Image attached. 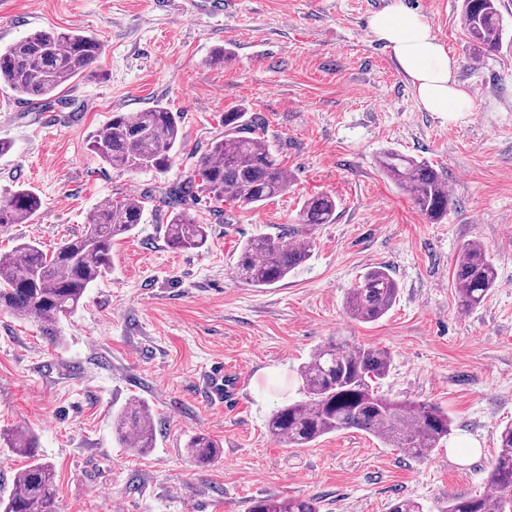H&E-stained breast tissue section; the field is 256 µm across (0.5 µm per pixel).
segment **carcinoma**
I'll return each mask as SVG.
<instances>
[{"label":"carcinoma","instance_id":"carcinoma-1","mask_svg":"<svg viewBox=\"0 0 512 512\" xmlns=\"http://www.w3.org/2000/svg\"><path fill=\"white\" fill-rule=\"evenodd\" d=\"M462 25L476 57L502 44L501 0H463ZM102 53L100 40L78 31L36 30L0 46V85L32 104L57 97ZM243 110L224 113V135L182 181L161 191L172 209L165 242L174 251L202 250L208 225L190 212L199 190L217 201L259 206L288 191V175L268 144L249 129ZM183 148L180 115L156 104L141 112L112 115L89 143V150L116 171L164 173ZM383 173L402 190L427 220L445 217L452 195L443 174L424 159L387 150L378 157ZM41 208L40 198L19 187L0 197V226L27 224ZM144 201L126 198L96 211L82 233L52 251L34 241L17 245L13 258L0 263V311L37 325L50 344L60 338L63 319L82 304L87 289L112 267V244L131 235L142 222ZM336 199L319 194L305 200L299 223L331 224ZM312 241L297 230L291 241L254 235L239 249L236 272L254 288L283 281L310 257ZM496 266L478 241L465 243L454 264L452 280L460 310L478 308L494 288ZM399 294L397 281L383 267H373L347 296L351 317L372 323L384 317ZM392 357L375 347L330 341L316 347L299 367L302 397L276 407L267 420L270 437L292 448L309 447L320 438L355 429L416 460L426 459L448 438L451 420L428 403L392 400L379 392ZM116 430L136 452L154 447L156 427L149 406L134 400L118 414ZM7 446L27 464L0 497V512H60L55 471L38 453L37 439L18 430ZM191 458L201 464L221 459V445L199 431L187 443ZM491 493L450 496L438 512H512V424L499 434L497 456L489 474ZM249 512H320L314 498L258 497Z\"/></svg>","mask_w":512,"mask_h":512}]
</instances>
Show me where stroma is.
Instances as JSON below:
<instances>
[{"label": "stroma", "mask_w": 512, "mask_h": 512, "mask_svg": "<svg viewBox=\"0 0 512 512\" xmlns=\"http://www.w3.org/2000/svg\"><path fill=\"white\" fill-rule=\"evenodd\" d=\"M392 0H224L212 18L190 0H0V46L34 30H81L100 60L33 108L0 86V197L25 186L35 219L0 226V255L34 240L53 249L80 234L104 202L146 196L142 224L118 240L112 269L62 323L53 347L36 325L0 312V434L35 432L56 473L62 512H248L258 496L318 498L321 512H388L408 497L437 512L452 495L489 492L498 430L512 423V0L498 52L475 57L462 0H402L423 14L457 63L471 109L424 111L370 16ZM225 49L215 65V50ZM164 104L182 113L183 154L166 173L118 172L88 144L118 112ZM258 118V136L288 173L285 194L258 208L200 196L206 249L164 242L170 213L160 187L181 181L224 113ZM388 149L432 162L454 203L436 224L376 164ZM328 193L336 220L313 227L309 259L268 288L236 275L240 244L256 233L288 238L305 199ZM480 241L496 286L462 312L452 268ZM399 285L394 307L362 323L344 308L370 267ZM388 350L381 385L398 400L428 402L470 436L480 456L460 463L447 445L417 461L357 430L312 447L274 442L266 420L297 399V367L330 340ZM240 379L236 402L204 396L215 362ZM148 404L154 448L132 453L115 432L131 401ZM204 431L223 446L210 465L188 455Z\"/></svg>", "instance_id": "stroma-1"}]
</instances>
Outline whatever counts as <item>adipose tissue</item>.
Instances as JSON below:
<instances>
[{
    "instance_id": "ef3b65f1",
    "label": "adipose tissue",
    "mask_w": 512,
    "mask_h": 512,
    "mask_svg": "<svg viewBox=\"0 0 512 512\" xmlns=\"http://www.w3.org/2000/svg\"><path fill=\"white\" fill-rule=\"evenodd\" d=\"M369 30L377 41L391 49L397 66L409 78L413 93L425 111H469V96L456 78V62L422 15L397 0L396 4L372 15Z\"/></svg>"
}]
</instances>
